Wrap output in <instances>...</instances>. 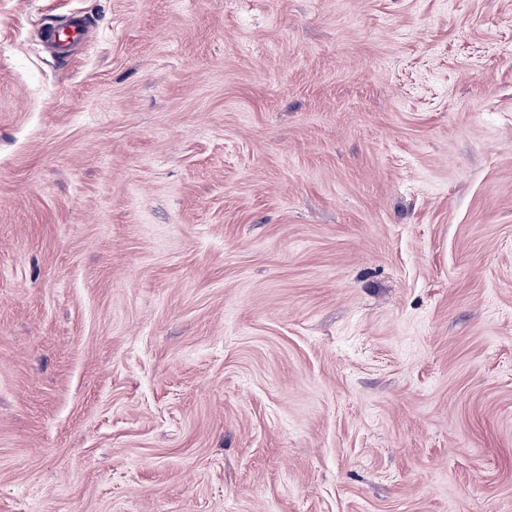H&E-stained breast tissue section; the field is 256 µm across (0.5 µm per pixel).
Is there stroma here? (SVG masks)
<instances>
[{
  "instance_id": "stroma-1",
  "label": "stroma",
  "mask_w": 512,
  "mask_h": 512,
  "mask_svg": "<svg viewBox=\"0 0 512 512\" xmlns=\"http://www.w3.org/2000/svg\"><path fill=\"white\" fill-rule=\"evenodd\" d=\"M0 512H512V0H0Z\"/></svg>"
}]
</instances>
